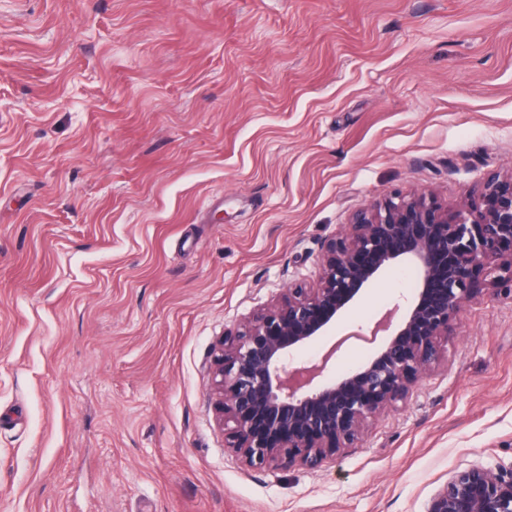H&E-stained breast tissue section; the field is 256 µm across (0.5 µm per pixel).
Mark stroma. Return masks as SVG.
<instances>
[{"instance_id":"stroma-1","label":"stroma","mask_w":512,"mask_h":512,"mask_svg":"<svg viewBox=\"0 0 512 512\" xmlns=\"http://www.w3.org/2000/svg\"><path fill=\"white\" fill-rule=\"evenodd\" d=\"M512 170V0H0V512H427L512 469V300L316 470L242 468L213 346L394 192ZM406 262L296 352L340 375Z\"/></svg>"}]
</instances>
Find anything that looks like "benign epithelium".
I'll return each mask as SVG.
<instances>
[{
    "label": "benign epithelium",
    "instance_id": "1",
    "mask_svg": "<svg viewBox=\"0 0 512 512\" xmlns=\"http://www.w3.org/2000/svg\"><path fill=\"white\" fill-rule=\"evenodd\" d=\"M398 261L419 288L399 295L398 322L367 361L325 377L334 352L311 365L293 353L324 336ZM512 298V172L486 175L478 200L448 208L426 191L395 193L356 211L322 246L312 281L294 282L224 331L213 351L218 425L247 467L316 469L363 440L370 423L444 360L457 313L481 297ZM427 512H512V474L456 472Z\"/></svg>",
    "mask_w": 512,
    "mask_h": 512
}]
</instances>
